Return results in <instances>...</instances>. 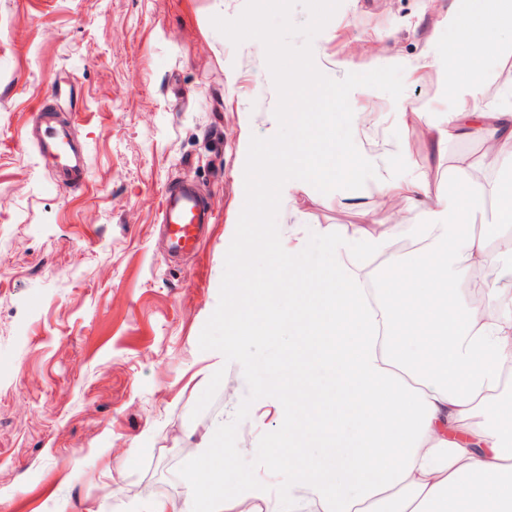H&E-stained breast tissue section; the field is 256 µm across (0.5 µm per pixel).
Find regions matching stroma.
Instances as JSON below:
<instances>
[{"label": "stroma", "mask_w": 512, "mask_h": 512, "mask_svg": "<svg viewBox=\"0 0 512 512\" xmlns=\"http://www.w3.org/2000/svg\"><path fill=\"white\" fill-rule=\"evenodd\" d=\"M246 0H0V512H143L146 479L185 492L189 436L232 420L248 393L239 363L199 348L219 301L225 254L245 201L242 143L266 136L278 96L263 45H233L211 18ZM456 0H342L313 40L322 71L363 73L447 49L441 20ZM400 102L451 112L446 74L405 80ZM512 53L486 72L483 104L512 108ZM75 113L86 188L56 184L27 138L37 106ZM396 101L372 89L355 142L380 175L449 187L460 157L481 148L452 136L435 150L425 124L397 129ZM196 184L212 220L194 258L168 260L160 201ZM358 190L293 188L280 234L299 230L300 261L332 263L325 231L353 232L377 209ZM225 366L212 403L193 409L200 373Z\"/></svg>", "instance_id": "stroma-1"}]
</instances>
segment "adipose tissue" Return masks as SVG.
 Segmentation results:
<instances>
[{
	"mask_svg": "<svg viewBox=\"0 0 512 512\" xmlns=\"http://www.w3.org/2000/svg\"><path fill=\"white\" fill-rule=\"evenodd\" d=\"M461 53L430 50L420 66L448 76L457 107L424 121L396 105V123L423 121L434 144L450 131L495 143L486 182L483 158L465 161L464 186L432 191L422 176L383 177L378 196L419 207L421 221L380 230L329 235L335 261L300 267L295 251L280 265L294 286L297 307H286L270 282L251 280L249 299L230 300L225 316L252 336L281 326L299 330L310 351L333 364L336 384L322 395L299 388L294 370L283 384L260 390V406L279 418L280 448L271 465L289 464L296 491L276 496L256 489L254 512H512V114L482 105L481 65L500 57L512 37V0H457L443 18ZM488 211L479 225L473 217ZM485 280L481 303L468 302L470 282ZM184 472L183 501L160 499L148 512H235L236 479L218 469L213 439ZM322 458L304 459L314 440Z\"/></svg>",
	"mask_w": 512,
	"mask_h": 512,
	"instance_id": "ef3b65f1",
	"label": "adipose tissue"
}]
</instances>
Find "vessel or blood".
I'll return each instance as SVG.
<instances>
[{
	"instance_id": "1",
	"label": "vessel or blood",
	"mask_w": 512,
	"mask_h": 512,
	"mask_svg": "<svg viewBox=\"0 0 512 512\" xmlns=\"http://www.w3.org/2000/svg\"><path fill=\"white\" fill-rule=\"evenodd\" d=\"M36 119L37 126L31 136L40 157L51 162L58 178L85 186L87 162L83 144L67 129L52 105L40 104ZM210 219L204 198L193 186H171L162 197L161 226L173 254L197 253L201 228Z\"/></svg>"
}]
</instances>
